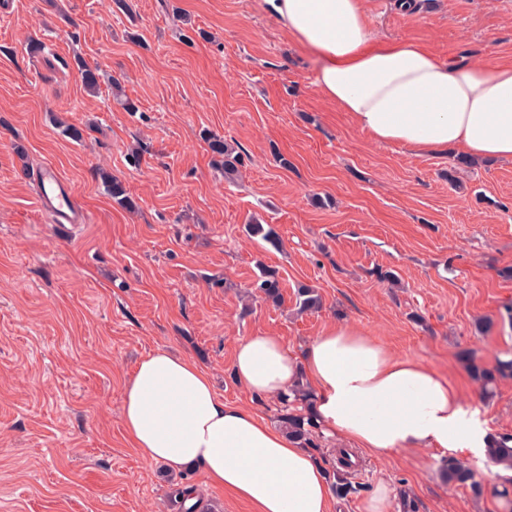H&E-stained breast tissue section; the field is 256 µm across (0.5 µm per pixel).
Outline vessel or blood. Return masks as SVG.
<instances>
[{
	"label": "vessel or blood",
	"instance_id": "vessel-or-blood-1",
	"mask_svg": "<svg viewBox=\"0 0 512 512\" xmlns=\"http://www.w3.org/2000/svg\"><path fill=\"white\" fill-rule=\"evenodd\" d=\"M36 204L58 227L88 223L89 215L80 203L70 180L53 164L45 163L32 170Z\"/></svg>",
	"mask_w": 512,
	"mask_h": 512
}]
</instances>
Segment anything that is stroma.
I'll return each mask as SVG.
<instances>
[{"mask_svg": "<svg viewBox=\"0 0 512 512\" xmlns=\"http://www.w3.org/2000/svg\"><path fill=\"white\" fill-rule=\"evenodd\" d=\"M412 2L365 0L371 31L451 63L512 59V0ZM30 37L42 56L26 54ZM315 67L257 0H13L0 13V512H172L182 485L205 512H250L201 470L130 447L121 408L138 360L161 348L278 426V399L245 392L230 369L238 339L262 332L300 350L350 323L458 381L485 429L512 433V378L484 396L465 359L512 358V161L377 145L320 96ZM116 83L135 111L113 99ZM206 130L238 146L236 181L213 166ZM45 162L89 223L64 232L38 211L29 174ZM102 169L136 211L105 193ZM253 218L277 243L247 237ZM265 267L281 306L254 292ZM303 285L318 311L298 312ZM454 455L476 486L446 484L440 451L360 455L336 512H357L382 482L418 512H507L500 467Z\"/></svg>", "mask_w": 512, "mask_h": 512, "instance_id": "1", "label": "stroma"}]
</instances>
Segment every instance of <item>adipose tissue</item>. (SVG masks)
<instances>
[{
    "label": "adipose tissue",
    "instance_id": "obj_1",
    "mask_svg": "<svg viewBox=\"0 0 512 512\" xmlns=\"http://www.w3.org/2000/svg\"><path fill=\"white\" fill-rule=\"evenodd\" d=\"M258 4L316 55L315 88L374 143L512 159V63L450 64L418 42L377 37L362 0ZM232 373L268 398L306 382L325 433L375 456L482 450L489 441L450 379L344 322L296 352L269 334L241 338ZM122 425L149 459L175 472L199 467L254 512H334L323 467L247 407L219 399L192 358L162 349L142 357L124 390Z\"/></svg>",
    "mask_w": 512,
    "mask_h": 512
}]
</instances>
